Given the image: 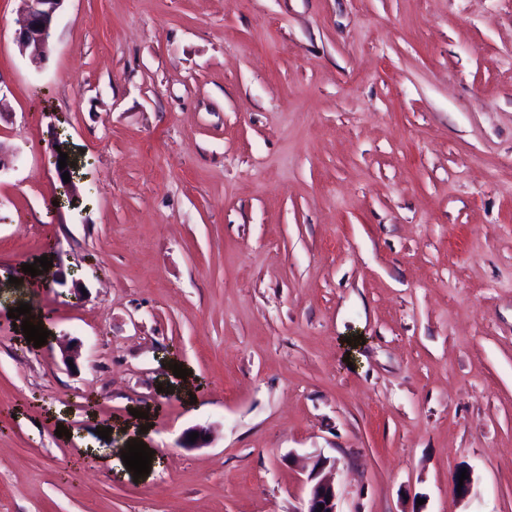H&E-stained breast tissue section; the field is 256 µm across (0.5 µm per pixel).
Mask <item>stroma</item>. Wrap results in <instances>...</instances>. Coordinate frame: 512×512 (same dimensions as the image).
<instances>
[{
	"label": "stroma",
	"mask_w": 512,
	"mask_h": 512,
	"mask_svg": "<svg viewBox=\"0 0 512 512\" xmlns=\"http://www.w3.org/2000/svg\"><path fill=\"white\" fill-rule=\"evenodd\" d=\"M24 17L0 0V512H301L321 456L339 512H512V0H65L40 64ZM135 407L138 479L93 441Z\"/></svg>",
	"instance_id": "35a3bbf8"
}]
</instances>
